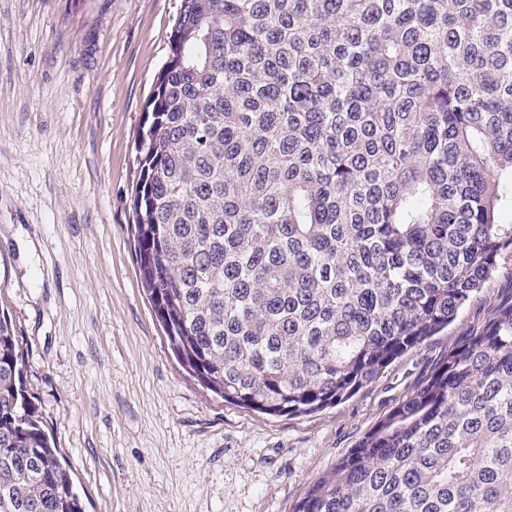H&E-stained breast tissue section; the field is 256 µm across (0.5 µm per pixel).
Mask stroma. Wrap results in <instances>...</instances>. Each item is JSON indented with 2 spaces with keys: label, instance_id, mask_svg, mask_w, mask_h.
<instances>
[{
  "label": "stroma",
  "instance_id": "35a3bbf8",
  "mask_svg": "<svg viewBox=\"0 0 512 512\" xmlns=\"http://www.w3.org/2000/svg\"><path fill=\"white\" fill-rule=\"evenodd\" d=\"M181 6L0 0V313L85 512H295L512 299V266L337 405L269 416L204 389L171 355L129 231L134 143Z\"/></svg>",
  "mask_w": 512,
  "mask_h": 512
}]
</instances>
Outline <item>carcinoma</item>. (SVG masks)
<instances>
[{
    "instance_id": "1",
    "label": "carcinoma",
    "mask_w": 512,
    "mask_h": 512,
    "mask_svg": "<svg viewBox=\"0 0 512 512\" xmlns=\"http://www.w3.org/2000/svg\"><path fill=\"white\" fill-rule=\"evenodd\" d=\"M135 164L178 363L262 414L334 405L512 265V0H183ZM0 512H84L4 317ZM297 512H512V300Z\"/></svg>"
}]
</instances>
